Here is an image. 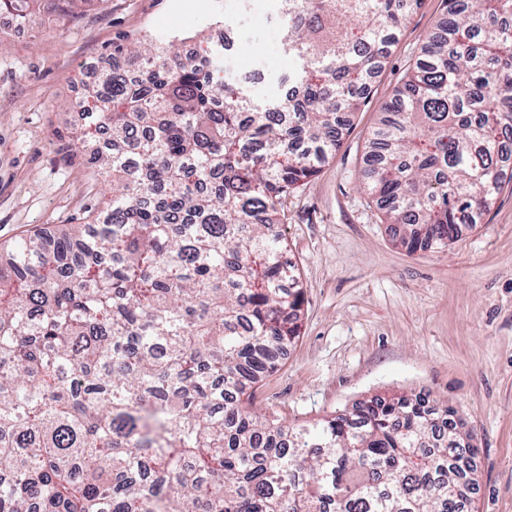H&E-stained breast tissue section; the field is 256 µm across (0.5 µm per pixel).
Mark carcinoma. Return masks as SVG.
I'll return each instance as SVG.
<instances>
[{
    "label": "carcinoma",
    "instance_id": "1",
    "mask_svg": "<svg viewBox=\"0 0 512 512\" xmlns=\"http://www.w3.org/2000/svg\"><path fill=\"white\" fill-rule=\"evenodd\" d=\"M421 3L280 0L295 67L266 98L224 74L222 44H113L125 68L77 104L112 197L0 261V512H465L477 452L446 405L376 397L294 427L244 406L299 336L282 201ZM422 53L359 178L412 251L512 182V0H448Z\"/></svg>",
    "mask_w": 512,
    "mask_h": 512
}]
</instances>
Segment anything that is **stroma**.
Here are the masks:
<instances>
[{"label":"stroma","mask_w":512,"mask_h":512,"mask_svg":"<svg viewBox=\"0 0 512 512\" xmlns=\"http://www.w3.org/2000/svg\"><path fill=\"white\" fill-rule=\"evenodd\" d=\"M277 10L278 0H100L63 22L41 13L0 28V247L85 223L108 200L112 181L89 163L74 105L109 67L113 43L212 42L221 18L236 42L225 72L252 74L262 98L293 66ZM447 14L446 0H422L335 157L283 203L300 335L253 386L252 407L296 426L372 397L426 393L455 410L479 450L469 512H512V189L447 247L412 252L359 186L382 107Z\"/></svg>","instance_id":"stroma-1"}]
</instances>
